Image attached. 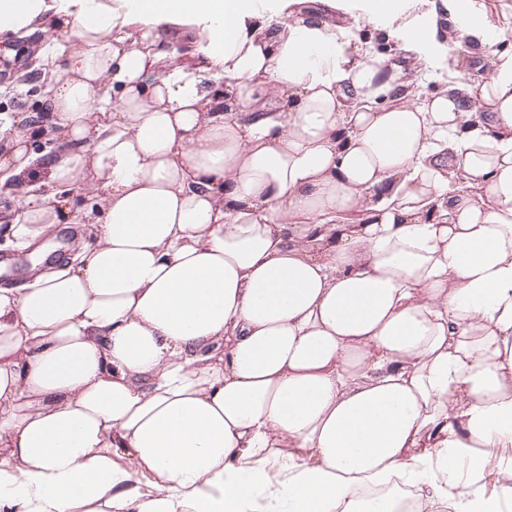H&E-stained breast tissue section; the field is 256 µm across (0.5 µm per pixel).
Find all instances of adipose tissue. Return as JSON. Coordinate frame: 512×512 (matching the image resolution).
Listing matches in <instances>:
<instances>
[{"label": "adipose tissue", "mask_w": 512, "mask_h": 512, "mask_svg": "<svg viewBox=\"0 0 512 512\" xmlns=\"http://www.w3.org/2000/svg\"><path fill=\"white\" fill-rule=\"evenodd\" d=\"M0 0V512H512V52L458 0ZM419 72L422 97L360 35ZM44 150H35L36 141ZM93 203L69 213L57 194ZM81 227L48 261L56 225ZM288 460L271 474L268 462ZM39 39H13L0 42L1 123L39 111L46 87L42 70L34 67ZM380 51L389 57L390 63L396 64L397 66L402 65L400 68L403 73L402 80L408 82L415 92L430 93L443 85L442 79L450 80L446 74L440 76L439 71H431L427 73V75L415 72L410 68L402 52H399L394 45L381 46ZM4 239L0 240V286L20 285L26 280V274L32 265V248L18 246H4ZM3 265H6L7 270ZM2 274V275H1Z\"/></svg>", "instance_id": "1"}]
</instances>
